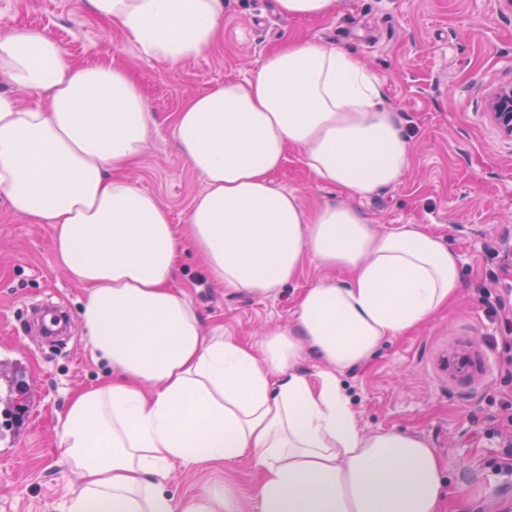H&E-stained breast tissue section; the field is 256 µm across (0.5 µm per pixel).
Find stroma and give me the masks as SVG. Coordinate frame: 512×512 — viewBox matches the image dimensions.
Masks as SVG:
<instances>
[{
  "mask_svg": "<svg viewBox=\"0 0 512 512\" xmlns=\"http://www.w3.org/2000/svg\"><path fill=\"white\" fill-rule=\"evenodd\" d=\"M0 29L50 31L69 63L115 64L128 70L154 105L140 160L123 175L154 193L185 227L193 197L205 188L180 154L171 116L189 96L257 71L267 53L290 38L340 41L383 83L386 103L413 138L410 172L361 210L381 229L421 224L462 261L459 297L432 322L386 341L340 379L364 430L418 432L452 459L453 483L466 486L446 512H512V140L488 116L495 89L512 84V6L506 0H343L319 20L279 15L274 0H224V31L198 57L169 69L139 54L123 32L96 19L87 0H0ZM307 205L328 196L296 153L275 173ZM179 285L208 328L246 343L287 326L299 278L268 297L230 295L205 275L194 251L182 258ZM84 290L56 263L49 225L32 224L0 201V370L22 363L40 385L30 430L0 435V512H59L79 485L59 446L57 420L78 390L112 379L91 358L79 322ZM65 310L63 348L44 343L29 312ZM466 352L468 372L448 368ZM258 476L249 458L223 466L174 468L178 497L224 483L251 499Z\"/></svg>",
  "mask_w": 512,
  "mask_h": 512,
  "instance_id": "obj_1",
  "label": "stroma"
}]
</instances>
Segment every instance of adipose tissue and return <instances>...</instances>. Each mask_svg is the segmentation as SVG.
<instances>
[{"instance_id":"adipose-tissue-1","label":"adipose tissue","mask_w":512,"mask_h":512,"mask_svg":"<svg viewBox=\"0 0 512 512\" xmlns=\"http://www.w3.org/2000/svg\"><path fill=\"white\" fill-rule=\"evenodd\" d=\"M140 55L176 68L209 49L224 0H87ZM0 199L52 228L85 290L79 319L109 383L78 391L58 434L81 483L60 512H243L235 489L181 499L174 466L249 457L253 512H444L453 463L416 432H364L340 372L430 322L462 288L461 257L417 224L382 231L359 208L398 184L412 141L379 79L343 45L292 38L250 78L190 97L173 134L206 183L181 234L152 193L118 178L155 111L119 66L68 63L46 31H0ZM48 93L42 107L16 90ZM336 196L307 207L278 185L288 150ZM229 292L268 296L305 264L287 328L259 346L206 329L177 283L186 249ZM344 271L339 280L335 271ZM322 367L301 369L306 349Z\"/></svg>"}]
</instances>
